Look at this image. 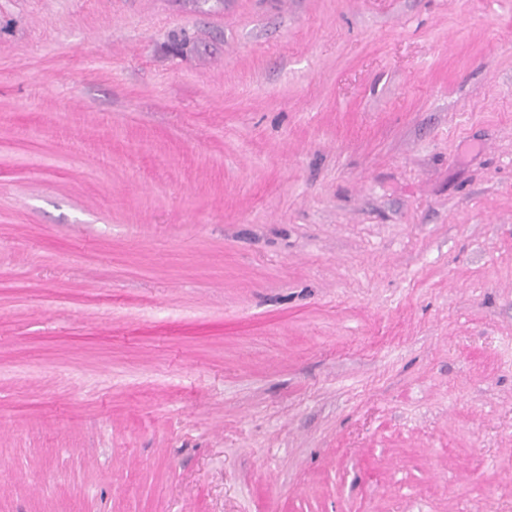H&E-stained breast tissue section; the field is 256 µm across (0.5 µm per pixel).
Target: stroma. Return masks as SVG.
I'll return each mask as SVG.
<instances>
[{
    "mask_svg": "<svg viewBox=\"0 0 512 512\" xmlns=\"http://www.w3.org/2000/svg\"><path fill=\"white\" fill-rule=\"evenodd\" d=\"M0 512H512V0H0Z\"/></svg>",
    "mask_w": 512,
    "mask_h": 512,
    "instance_id": "stroma-1",
    "label": "stroma"
}]
</instances>
